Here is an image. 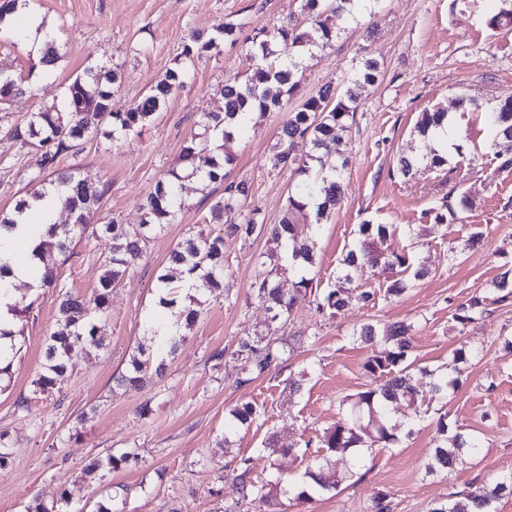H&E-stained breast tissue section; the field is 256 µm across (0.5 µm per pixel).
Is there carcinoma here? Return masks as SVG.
Instances as JSON below:
<instances>
[{
    "instance_id": "obj_1",
    "label": "carcinoma",
    "mask_w": 512,
    "mask_h": 512,
    "mask_svg": "<svg viewBox=\"0 0 512 512\" xmlns=\"http://www.w3.org/2000/svg\"><path fill=\"white\" fill-rule=\"evenodd\" d=\"M354 2L305 0L303 10L310 29L289 22L245 37V41L250 43L251 58L259 60V63L245 77L235 76L225 81L224 112L202 113V132L186 142L181 150L179 166L170 170L146 196L142 223L129 225L112 216L103 218L99 232L107 237L109 248L102 261L103 273L98 286L88 298L58 288L56 266L51 258L55 252L65 254L74 236L86 231L89 214L99 209L107 193V185L89 183L75 170H59V157L97 135L119 142L140 134L168 100L184 87L187 65L225 41L237 42L246 24L226 22L210 35L191 33L174 66L140 99L123 109H114L113 85L118 79L116 68L106 62L96 63L70 80L63 107L33 112L26 120L9 127L8 137L20 148L32 150L36 156V172L30 180L36 188L29 197L41 198L49 186L62 188L65 192L64 207L71 216L69 224L50 225L48 239L35 249V256L42 263V287L57 290L58 311L54 329L46 340L42 370L34 381L37 392L49 395L61 390L73 351L102 346L96 321L107 317L112 288L142 259L149 234L177 220L182 210L184 182L197 181L205 187L228 178V168L234 162L229 144L249 129L254 118L283 108L284 100L292 97L300 82L303 54L337 38L336 27L328 24V18L336 15L349 19L353 16ZM487 24L494 30L511 25L512 0H501V7ZM377 72L378 62L368 59L354 86L340 93L329 86L321 88L299 107L286 113L279 131L278 146L270 158L271 167L312 173L315 175L313 183L289 193L288 216L279 224L263 223L256 207L242 213L241 208L250 198V186L243 180L229 183L224 189V196L210 206V223L218 224L220 228L213 233L189 237L171 251L168 266L156 278V306L178 309L184 326H194L203 313V301L199 295L206 292L215 294L224 287L225 238L246 240L263 232L286 251L288 265L300 273L294 293L287 294L271 282V272L266 270L265 263H260L251 288L255 298L266 305L274 320H288L295 294L301 292L312 296L317 312L330 318L337 316L348 307L344 294L346 286L353 281L352 274L365 266H380L391 275L392 280L386 289L389 296L405 292L408 276L421 278L429 272L427 262L416 265L409 251L395 248V225L367 221L360 225L359 238L342 259L336 287L320 289L313 285V279L305 276V272L314 265L315 234L319 223L336 208L344 194L343 174L348 159L338 148V131L353 122L360 104L358 90L374 84ZM24 92L22 81L12 76L0 77V112L6 110L12 98ZM88 101L96 103L99 111L92 114L78 111L79 104ZM446 122L448 110L438 104L431 105L421 113L414 133L427 139ZM487 124L491 130L489 149L495 158L501 160L499 169L509 171L512 169V95L502 99L495 111L487 113ZM297 139H306L311 145V151L304 157L293 153L292 145ZM203 153L207 154V159L206 165L201 167L197 159ZM447 164L448 157L435 149L430 155L400 157L391 168L390 176L409 181L420 173L442 172ZM313 196L317 197L313 209L316 223L301 224L298 217L307 215L311 210L310 198ZM473 206V198L461 192L454 203L445 200L426 216L436 224H446L459 219L460 214ZM185 274L193 280V294L182 293L178 285ZM486 311L487 297L475 295L456 308L453 319L465 327L481 318ZM409 331L410 328L403 324H392L383 329L365 324L360 328V340L371 346L364 369L376 386L355 395L345 414L317 438L316 447L323 449V453L314 456L300 478L288 481V493L293 495V500L306 501L309 485L321 492L339 487L341 479L328 466L329 455L345 453L351 448H388L397 444L396 430H403L408 436L413 433L426 399L444 400L448 397V389L457 387L459 378L448 373L415 369L409 362L412 349ZM21 336L20 329L0 328V338L11 340L9 350L0 352L1 389L10 386L13 360L22 349ZM235 354L246 359L245 377L239 379L241 386L266 375L286 361L284 347L258 332L240 338ZM163 370V362L140 346L129 360L125 372L114 377L113 382L118 387L138 386L146 379L162 374ZM258 415L256 406L249 402L230 410L228 428L224 429V445L228 447L231 444L230 431L250 426ZM436 430L439 439L435 446V465L429 466L431 470L436 467L443 471L452 470L460 457L473 454L481 447L480 439L471 434L459 432L448 436V424L443 416L439 417ZM139 459L140 454L134 450L94 457L86 464L84 473L93 479L106 469H116L130 462L136 464ZM250 472V460L246 459L241 473L236 476L235 493L243 500L268 502L272 489L253 481ZM506 495H512V473L491 483L474 485L467 491L454 493L431 512H495L496 502ZM69 503L64 493L51 507L37 498L34 505L28 507V512H69Z\"/></svg>"
}]
</instances>
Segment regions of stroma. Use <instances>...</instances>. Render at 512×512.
<instances>
[{"instance_id": "35a3bbf8", "label": "stroma", "mask_w": 512, "mask_h": 512, "mask_svg": "<svg viewBox=\"0 0 512 512\" xmlns=\"http://www.w3.org/2000/svg\"><path fill=\"white\" fill-rule=\"evenodd\" d=\"M303 0H29L31 10L55 29L60 59L40 76L22 42L0 40V71L22 77L34 95L14 98L0 112V210H10L29 189L34 158L9 140L13 122L30 113L62 106L65 86L91 62L118 64L115 108L138 100L173 66L190 32H212L225 22H247V34L300 16ZM500 0H378L375 35H368L367 14L341 27L336 41L315 49L302 61L301 84L290 99L297 107L320 87L342 90L362 70L365 59L380 63L374 86L363 89L341 148L350 158L340 206L320 227L314 283L334 287L340 261L365 221L397 225V246L427 260L431 272L409 279L397 298L387 296L384 275L363 269L346 295L348 309L334 318L319 314L310 295H297L288 321L270 322L254 299L251 283L258 257L275 252L268 235L226 239L224 292L176 353L166 346L163 376L144 386L114 388L138 344H152L144 318L153 307L157 271L185 238L209 233V203L195 183L182 191L184 207L176 223L165 225L146 246L144 258L112 290L109 313L98 324L100 350L73 354L60 393H35L33 382L46 339L56 320L55 292L37 290L33 316L23 325V348L13 365L9 389L0 393V431L12 443V462L0 470V512H25L33 499L44 503L68 495L73 512H371L377 494L387 496L391 512H431L453 492L512 473V301L493 302L492 284L512 269V172L487 153L484 112L512 95V31L490 29L486 19ZM252 68L247 45L222 44L194 61L186 83L141 134L122 143L97 137L79 153L64 155L61 169L106 183L101 215L126 224L141 220L144 196L176 167L186 140L197 133L200 113L224 109L221 89L233 75ZM480 104L477 112L457 110V97ZM439 103L455 112L464 154H450L448 165L463 175L461 190L475 200L462 219L436 224L424 216L440 206L451 189L444 176L425 173L410 181L391 178L397 159L411 153L418 115ZM281 115L267 114L249 135L236 140L231 180L247 181L251 206L266 223H280L288 192L304 178L269 163ZM473 248L465 243L471 236ZM452 245L461 253L449 254ZM104 240L75 237L57 257L59 285L88 296L98 284ZM373 293L369 305L358 300ZM488 296L484 317L459 328L457 305L475 294ZM366 322L412 327L411 358L416 366H447L461 343L481 347L478 358L462 364L459 387L446 400L431 402L412 437L390 448L363 454L358 469L348 455L336 454L332 467L343 477L338 490L314 496L303 505L278 494L273 505L238 500L233 479L241 460L252 462V479L304 472L312 459L307 440L321 435L341 415L343 401L372 387L363 364L370 354L356 340ZM266 332L290 350L287 360L267 375L238 386L242 360L235 357L241 336ZM224 351L223 359L213 354ZM27 397V410L15 407ZM249 401L259 415L233 437L223 454L224 421L230 409ZM149 415H141L142 406ZM446 415L449 429H461L482 442L479 455L464 456L450 472L427 470L435 448V422ZM276 438L282 454L269 456L265 445ZM138 449L139 463L104 472L89 482L83 468L90 457Z\"/></svg>"}]
</instances>
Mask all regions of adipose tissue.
<instances>
[{"mask_svg": "<svg viewBox=\"0 0 512 512\" xmlns=\"http://www.w3.org/2000/svg\"><path fill=\"white\" fill-rule=\"evenodd\" d=\"M0 29L21 33L29 50L36 54L55 37L48 20L22 8L1 19ZM61 209L62 203L57 194L48 193L33 203L12 234L0 238V260L8 262L12 268V274L5 282L6 289L0 292V327L7 328L12 323L10 306L15 301V285L24 283L39 288L37 266L31 252L42 240L48 224L55 222Z\"/></svg>", "mask_w": 512, "mask_h": 512, "instance_id": "1", "label": "adipose tissue"}]
</instances>
